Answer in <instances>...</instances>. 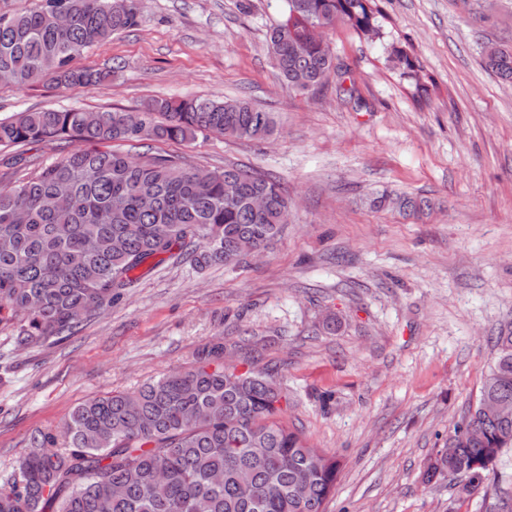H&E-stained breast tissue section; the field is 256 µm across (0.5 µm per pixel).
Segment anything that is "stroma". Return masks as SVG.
I'll return each instance as SVG.
<instances>
[{"instance_id":"obj_1","label":"stroma","mask_w":512,"mask_h":512,"mask_svg":"<svg viewBox=\"0 0 512 512\" xmlns=\"http://www.w3.org/2000/svg\"><path fill=\"white\" fill-rule=\"evenodd\" d=\"M374 3L381 37L330 32L346 80L305 94L277 79L268 53L285 0H141L136 26L76 60L110 80L0 84V119L247 98L277 114L269 139L207 134L144 153L248 166L278 180L289 204L282 237L237 270L151 260L105 314L41 346L15 344L1 322L0 469L34 435L61 434L79 403L189 367L219 336L238 370L276 371L289 426L340 458L326 512H483L482 495L457 499L423 473L512 325V86L482 62L485 45H512V0L476 13L459 0ZM395 47L420 64L425 102L390 62ZM73 148H20L19 163L0 164V188ZM383 187L436 207L417 220L369 209ZM329 316L336 330L323 328Z\"/></svg>"}]
</instances>
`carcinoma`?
I'll return each mask as SVG.
<instances>
[{"mask_svg": "<svg viewBox=\"0 0 512 512\" xmlns=\"http://www.w3.org/2000/svg\"><path fill=\"white\" fill-rule=\"evenodd\" d=\"M42 0L29 12L0 15V73L25 88L37 81L88 86L108 74L78 68L84 51L135 25L139 0ZM372 0H286L287 16L267 34L277 78L306 92L325 86L335 63L326 38L338 26L367 40L381 35ZM393 62L415 80L420 66L400 49ZM484 67L512 84V47L488 44ZM275 113L246 98L157 99L121 109L20 111L0 120V148L45 138L83 143L9 189H0V320L16 324L19 345L73 334L105 311L135 272L168 254L197 267L236 266L268 249L283 231L288 204L272 178L236 166L200 175L175 159L139 160L99 146L112 141L191 142L214 133L263 141ZM263 195L257 210L250 200ZM370 206L417 217L428 200L376 192ZM496 357L469 407L426 470L458 498L486 487L512 453V418L484 411L512 406V329L496 337ZM288 392L269 371L224 362L215 343L197 365L133 392L78 404L64 443L44 433L15 467L0 471V512H325L339 474L336 454L288 427Z\"/></svg>", "mask_w": 512, "mask_h": 512, "instance_id": "1", "label": "carcinoma"}]
</instances>
